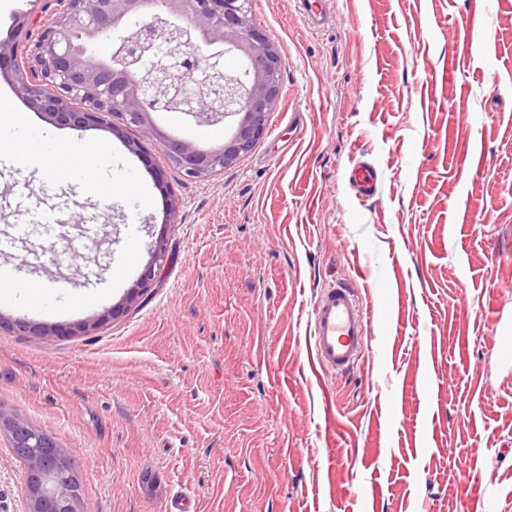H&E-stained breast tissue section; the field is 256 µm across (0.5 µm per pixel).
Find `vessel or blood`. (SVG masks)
<instances>
[{
  "instance_id": "obj_1",
  "label": "vessel or blood",
  "mask_w": 512,
  "mask_h": 512,
  "mask_svg": "<svg viewBox=\"0 0 512 512\" xmlns=\"http://www.w3.org/2000/svg\"><path fill=\"white\" fill-rule=\"evenodd\" d=\"M368 327L349 284L340 281L323 289L312 310L311 369L348 371L365 353Z\"/></svg>"
}]
</instances>
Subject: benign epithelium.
Returning <instances> with one entry per match:
<instances>
[{"label":"benign epithelium","instance_id":"benign-epithelium-1","mask_svg":"<svg viewBox=\"0 0 512 512\" xmlns=\"http://www.w3.org/2000/svg\"><path fill=\"white\" fill-rule=\"evenodd\" d=\"M49 23L22 13L18 31L36 33L28 47L30 65L18 62L17 46L0 44V77L13 81L33 111L59 128L96 127L110 113L163 139L168 155L184 173L203 177L232 165L265 130L266 114L280 87L281 58L267 36L252 25L249 0H160L162 11L133 31L126 19L144 11L146 0H54ZM113 43L101 59L85 45ZM239 52L251 64L247 80L224 71V55ZM180 110L198 124L231 119L224 146L202 149L163 135L158 112ZM166 246L156 243L134 288L112 307V317L128 311L161 278ZM23 334L45 327L6 321L0 329ZM10 447L26 470V512H81L65 483L67 453L53 437L24 420L0 415Z\"/></svg>","mask_w":512,"mask_h":512}]
</instances>
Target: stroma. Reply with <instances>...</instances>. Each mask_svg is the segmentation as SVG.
<instances>
[{
  "label": "stroma",
  "mask_w": 512,
  "mask_h": 512,
  "mask_svg": "<svg viewBox=\"0 0 512 512\" xmlns=\"http://www.w3.org/2000/svg\"><path fill=\"white\" fill-rule=\"evenodd\" d=\"M325 7L314 28L298 0H250L280 93L221 172L187 177L108 114L61 135L109 142L143 195L107 205L0 161V239L54 223L0 265L91 298H58L50 335L0 329V411L71 454L82 512H168L180 491L192 512H512V0ZM154 121L200 147L229 134ZM159 240L161 285L80 332L133 286L111 284L115 262L141 269ZM339 280L377 318L356 367L318 374L312 307ZM24 482L2 430L0 512H21ZM352 180L359 196H370L373 193V169L363 162L358 163L351 171Z\"/></svg>",
  "instance_id": "1"
}]
</instances>
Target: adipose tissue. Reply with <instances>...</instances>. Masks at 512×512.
Here are the masks:
<instances>
[{"label": "adipose tissue", "mask_w": 512, "mask_h": 512, "mask_svg": "<svg viewBox=\"0 0 512 512\" xmlns=\"http://www.w3.org/2000/svg\"><path fill=\"white\" fill-rule=\"evenodd\" d=\"M17 124V117L11 112L8 102H1L0 132L6 134L7 140L0 144V149L6 151L10 163L17 169L27 171L41 163L55 180L60 181L68 176L72 168L80 167L85 171L98 197L122 199L136 193V186L123 178L122 174H115L107 182L101 180L100 170L111 158L109 145L100 143L78 151L46 131L27 138L14 139L9 132Z\"/></svg>", "instance_id": "obj_1"}]
</instances>
